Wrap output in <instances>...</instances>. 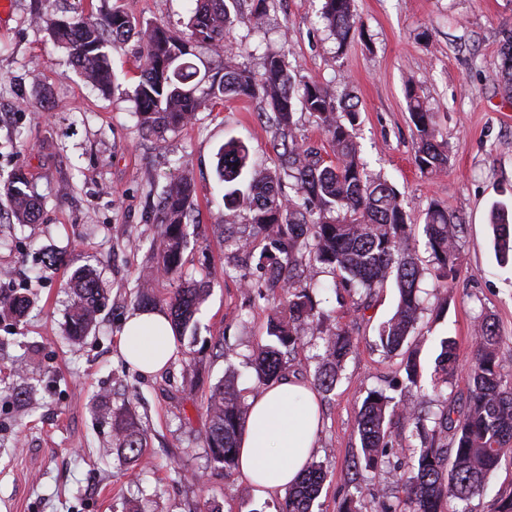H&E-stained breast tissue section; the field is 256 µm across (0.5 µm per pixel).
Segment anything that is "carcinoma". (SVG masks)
I'll use <instances>...</instances> for the list:
<instances>
[{
	"label": "carcinoma",
	"instance_id": "1",
	"mask_svg": "<svg viewBox=\"0 0 512 512\" xmlns=\"http://www.w3.org/2000/svg\"><path fill=\"white\" fill-rule=\"evenodd\" d=\"M321 18L343 49L358 31L353 0H323ZM237 20V0H196L186 30L173 31L155 24L142 32L138 57V83L133 91L139 130L146 137L164 139L191 125L198 112L234 99H260L269 108L267 119L276 163L256 170L249 165V149L236 138L224 141L216 154V173L224 184V242L235 255L255 258L256 272L240 278L249 291L266 294L272 315L267 341L248 357L261 390L294 367L301 344V326L325 324L329 317L308 282L305 263L319 264L333 275L335 287L371 297L388 280L399 293L396 311L378 328L377 345L388 355L406 354L403 368L412 387L419 383L414 352L404 349L416 328L423 301L420 282L424 268L412 246V225L401 194L385 180L372 179L359 155L355 127L358 104L350 96L338 97L318 81L296 91L285 56L267 53L261 70L243 62L219 60L209 86L198 91L190 57L198 47L220 55L224 31ZM48 29L69 53L73 66L87 82L105 92L114 75L108 48L139 33L138 23L114 8L94 19L52 21ZM495 76L512 93V34L503 37ZM410 121L416 131L414 163L423 173H440L448 167V145L437 139L433 115L413 90L407 93ZM301 104L326 135L332 155L325 158L298 139L295 105ZM290 192H285V189ZM13 215L21 224L36 222L40 203L30 193L24 174H15L3 187ZM196 189L186 175L170 181L160 195L155 245L157 265L141 276L136 294L140 305L157 301L153 281L159 277L183 278L186 247L185 219L192 210ZM460 222L448 207L433 202L425 212V249L436 288L446 293L457 280V241ZM495 242L502 257L512 256V224L499 217L494 222ZM65 289L74 297L68 314V336L80 340L97 320L104 301L99 278L87 268L73 271ZM204 282L191 280L166 299L175 331L184 336L205 300ZM28 300L19 293L0 294V309L21 318ZM469 361V392L464 407L445 396L444 386L457 365L455 342L440 341L438 377L432 391L443 398L436 411L421 404L406 405L383 391H371L357 414L360 452L353 460L356 472L374 471L397 456L393 425L418 441L409 465L397 464L402 496L398 504L344 501L343 512H470L471 500L483 492L487 477L508 456L512 447V376L498 358L499 329L494 318H480L474 328ZM357 343L349 324L328 328L324 354L314 388L332 392ZM248 390L238 386L235 371L225 374L206 399L209 418L203 447L215 467H237L239 434L248 413ZM452 435V443L443 437ZM147 430L130 413H112V446L125 464L137 466L147 447ZM327 477L323 463L307 462L298 483L275 505V512H311Z\"/></svg>",
	"mask_w": 512,
	"mask_h": 512
}]
</instances>
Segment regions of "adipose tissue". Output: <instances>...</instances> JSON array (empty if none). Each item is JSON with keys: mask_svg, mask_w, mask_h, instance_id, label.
I'll return each instance as SVG.
<instances>
[{"mask_svg": "<svg viewBox=\"0 0 512 512\" xmlns=\"http://www.w3.org/2000/svg\"><path fill=\"white\" fill-rule=\"evenodd\" d=\"M120 352L144 374L164 369L177 355L175 331L167 316L138 310L125 324ZM239 438V470L257 495L293 484L314 451L319 428L318 395L309 385L285 379L250 400Z\"/></svg>", "mask_w": 512, "mask_h": 512, "instance_id": "1", "label": "adipose tissue"}]
</instances>
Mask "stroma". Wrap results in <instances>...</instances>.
<instances>
[{
	"mask_svg": "<svg viewBox=\"0 0 512 512\" xmlns=\"http://www.w3.org/2000/svg\"><path fill=\"white\" fill-rule=\"evenodd\" d=\"M241 0L238 22L224 34L225 55L242 47L285 54L296 85L321 82L360 104L356 129L368 173L400 192L414 226L416 254L427 259L423 222L428 206L445 204L462 221L459 277L450 296L422 287L417 333L423 385H430L439 340L457 343L458 368L448 383L454 398L468 394V362L477 317L498 323L499 360L512 374V263L497 257L490 226L494 207L512 210V97L496 80L503 34L512 30V0H355L361 35L338 48L320 19L322 0H266L261 29ZM194 0H10L0 23V184L23 170L40 196V219L20 224L0 211V291L30 300L21 320L0 315V512H266L239 470L211 467L203 438L204 402L227 369L250 388L247 356L266 336L269 305L247 294L229 265L215 227L224 221L215 154L225 138L242 139L256 167L272 166L267 106L255 99L225 102L164 140L142 136L132 99L141 42L110 49L117 81L109 94L86 83L68 52L34 15L69 18L120 8L140 23L182 28ZM414 86L433 114L438 140L447 142V172L421 173L414 164L416 132L406 101ZM188 171L197 187L187 219L183 272L204 279L209 295L195 316L197 341H179V355L163 371L144 375L119 354L124 324L136 309V280L152 265L158 195L171 177ZM65 256L47 269V251ZM99 274L105 305L79 343L66 338L71 305L63 285L78 268ZM333 320L354 324L357 350L335 389L320 395L322 422L314 459L328 478L313 512H339L362 487L365 501H397L391 466L348 481L359 452L357 412L371 390L417 403L401 357L375 344L398 293L379 289L368 309L337 300L333 278L308 270ZM232 356H224V348ZM31 386L30 404L13 392ZM131 412L147 428L145 467L126 469L117 456H99L112 425L102 402Z\"/></svg>",
	"mask_w": 512,
	"mask_h": 512,
	"instance_id": "1",
	"label": "stroma"
}]
</instances>
